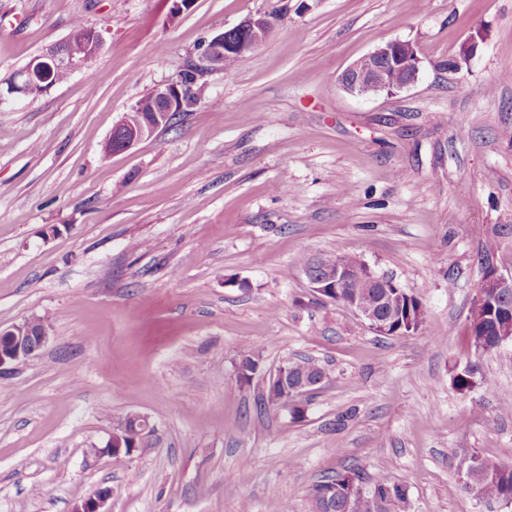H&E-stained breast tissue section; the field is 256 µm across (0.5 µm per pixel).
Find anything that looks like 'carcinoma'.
<instances>
[{"instance_id": "cac0c4a2", "label": "carcinoma", "mask_w": 512, "mask_h": 512, "mask_svg": "<svg viewBox=\"0 0 512 512\" xmlns=\"http://www.w3.org/2000/svg\"><path fill=\"white\" fill-rule=\"evenodd\" d=\"M159 107L150 93L139 102V109L126 113L127 124L138 126L144 123ZM351 268L356 282L341 290V295L355 297L359 305L373 309L378 317L395 313V320L386 334L396 335L416 331L423 323L424 309L418 297L408 293L399 284L389 288L364 279L365 267L359 258L342 255ZM492 293H487L483 304L472 305L468 317L467 331L476 349L491 350L512 342V309L501 314H492ZM288 370V381L312 379L325 373L324 368L311 359L292 358L283 362ZM476 365L467 364L455 370L453 386L461 393L475 386ZM155 429L133 432L124 438V447L149 448ZM468 483L465 489L479 499L512 503V465L482 458L473 453L469 456ZM313 512H326L334 505V512H412V501L408 488L391 480L382 473L366 477L356 468L327 477L313 486L311 492Z\"/></svg>"}]
</instances>
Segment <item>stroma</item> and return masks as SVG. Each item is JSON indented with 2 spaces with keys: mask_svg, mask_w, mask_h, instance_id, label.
<instances>
[{
  "mask_svg": "<svg viewBox=\"0 0 512 512\" xmlns=\"http://www.w3.org/2000/svg\"><path fill=\"white\" fill-rule=\"evenodd\" d=\"M173 5L0 0V87L76 17L103 42L66 82L0 105V329L47 331L0 376V512H71L102 487L108 512H311L313 485L348 467L406 485L413 512H512L460 468L473 452L512 464V343L481 352L466 333L486 265L512 273V0ZM259 12L269 37L208 76L198 107L103 155L197 43ZM392 40L414 45L416 83L344 91ZM303 253L392 276L422 325L376 332L312 290ZM298 357L326 371L302 416L260 407ZM469 363L495 391L453 387ZM130 413L153 447L94 455Z\"/></svg>",
  "mask_w": 512,
  "mask_h": 512,
  "instance_id": "stroma-1",
  "label": "stroma"
}]
</instances>
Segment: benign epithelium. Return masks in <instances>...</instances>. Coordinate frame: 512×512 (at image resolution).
Segmentation results:
<instances>
[{
  "label": "benign epithelium",
  "instance_id": "1",
  "mask_svg": "<svg viewBox=\"0 0 512 512\" xmlns=\"http://www.w3.org/2000/svg\"><path fill=\"white\" fill-rule=\"evenodd\" d=\"M272 30V22L264 13H258L243 23L233 27V31L244 35L236 43H231L228 31L220 32L201 42L194 52L191 61L194 69L201 75L224 71V47L232 48L236 53L244 55L255 48V41L246 38L250 34L258 39H266ZM72 36L89 42L91 53L87 56H69L57 47L46 51L42 57L56 65H62L71 71L83 67L100 51L101 37L92 29L84 32H74ZM418 58L412 43L402 40H392L361 57L350 65L341 75L340 82L348 93L361 97L371 98L382 93L389 95L414 84L418 79ZM43 86H37L33 69L29 68L18 73L12 81L11 92L23 96L31 92H42ZM189 95L188 86L182 82V76L166 80L156 87L155 96L163 103V108L154 113L150 119L139 127L125 126V118L115 123L113 131L121 133L118 138L108 137L105 144L112 145V153H122L131 149L142 140L149 138L159 128L165 126L172 113L179 111L185 104ZM313 290L320 294L324 288H347L351 283L348 268L341 260H336V267H322L317 270L311 267L301 269ZM481 288H493L495 293L507 294L512 291V276H504L493 270L487 271L479 284ZM47 333L43 325L32 328L30 324L14 325L0 330V373L10 369L16 363L24 362L36 357L46 341ZM127 425L114 430L105 445L93 449L100 455L118 457L124 454L121 448L113 444L122 441L126 435ZM112 498V490L101 488L89 497L76 502L72 512H109L105 509L106 503Z\"/></svg>",
  "mask_w": 512,
  "mask_h": 512
}]
</instances>
